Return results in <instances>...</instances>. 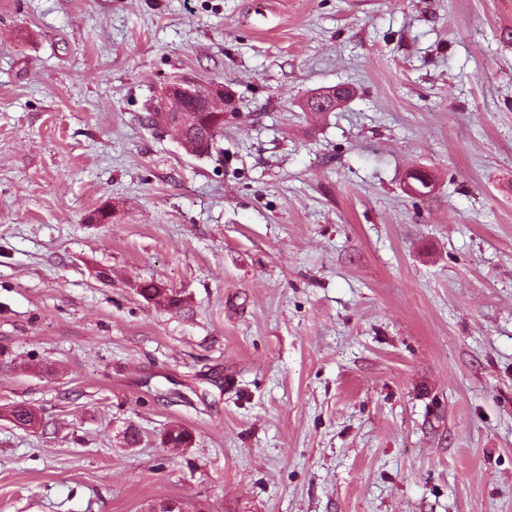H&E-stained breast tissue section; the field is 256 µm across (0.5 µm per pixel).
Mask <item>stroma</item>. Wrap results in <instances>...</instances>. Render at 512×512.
Wrapping results in <instances>:
<instances>
[{
  "label": "stroma",
  "instance_id": "obj_1",
  "mask_svg": "<svg viewBox=\"0 0 512 512\" xmlns=\"http://www.w3.org/2000/svg\"><path fill=\"white\" fill-rule=\"evenodd\" d=\"M174 77L220 153L140 122ZM16 402L0 512H512V0H0ZM139 294L148 301H154L171 310H179L183 305L181 295H178L172 289L159 288L153 283L143 284L139 288Z\"/></svg>",
  "mask_w": 512,
  "mask_h": 512
}]
</instances>
